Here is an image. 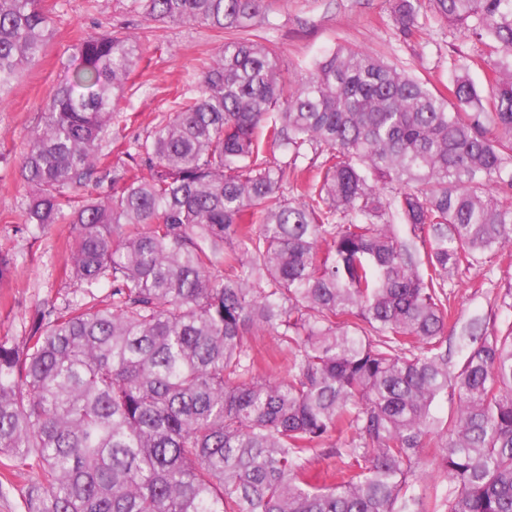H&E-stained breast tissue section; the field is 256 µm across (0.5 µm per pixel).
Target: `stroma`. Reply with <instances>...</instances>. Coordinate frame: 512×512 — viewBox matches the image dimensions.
Instances as JSON below:
<instances>
[{
  "instance_id": "obj_1",
  "label": "stroma",
  "mask_w": 512,
  "mask_h": 512,
  "mask_svg": "<svg viewBox=\"0 0 512 512\" xmlns=\"http://www.w3.org/2000/svg\"><path fill=\"white\" fill-rule=\"evenodd\" d=\"M58 16L42 60L20 72L0 94V256L10 261L0 278V342L21 343L45 299L71 297L76 286L66 274L75 231L67 223L45 230L25 225L22 207L27 188L16 158L28 135L43 123L45 102L63 75L62 63L73 44L90 32L127 31L142 37L147 50L126 87L127 108L114 120L112 138L91 185L96 195L112 188V169L126 162L129 142L144 139L177 96L198 92L200 62L216 55L224 37L204 25H162L135 15L129 0H40ZM269 24L263 37L275 44L289 83H296L310 63L337 46L357 48L404 66L430 84L450 78V60L464 43L447 26L427 21L408 39L395 38L390 0H266ZM512 286V250L490 265L460 272L448 285L453 317L468 320L495 314L497 323L512 321V311L497 309Z\"/></svg>"
}]
</instances>
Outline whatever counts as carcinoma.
Returning <instances> with one entry per match:
<instances>
[{"label":"carcinoma","mask_w":512,"mask_h":512,"mask_svg":"<svg viewBox=\"0 0 512 512\" xmlns=\"http://www.w3.org/2000/svg\"><path fill=\"white\" fill-rule=\"evenodd\" d=\"M131 8L227 37L87 198L144 42L73 45L19 169L23 223L73 225L82 296L0 342V490L26 466L25 512H512V323L472 318L458 363L447 344L450 279L512 249V0H392L397 36L430 17L472 45L445 93L352 47L287 86L256 34L265 0ZM55 26L39 0H0V93ZM260 334L286 378L257 374ZM323 448L340 465L316 486ZM425 465L454 491H420Z\"/></svg>","instance_id":"obj_1"}]
</instances>
